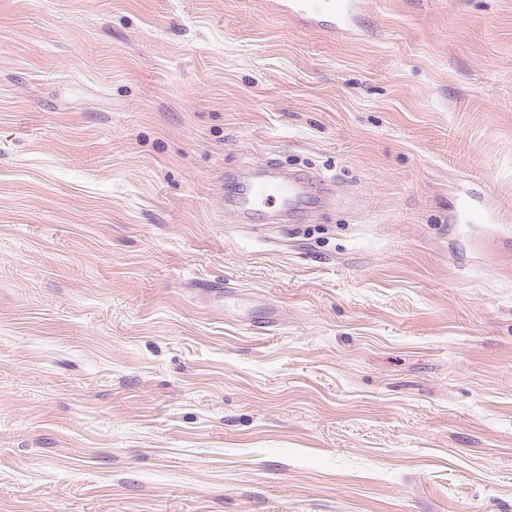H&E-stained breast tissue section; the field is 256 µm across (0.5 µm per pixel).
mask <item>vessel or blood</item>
Instances as JSON below:
<instances>
[{
    "mask_svg": "<svg viewBox=\"0 0 512 512\" xmlns=\"http://www.w3.org/2000/svg\"><path fill=\"white\" fill-rule=\"evenodd\" d=\"M269 4L281 17L310 24L319 21L310 0H269ZM329 10L332 15L329 31H357L360 0H330ZM310 183V176L266 165L247 170L242 176L227 182L224 189L240 214L248 215L271 206L277 217L284 218L306 203Z\"/></svg>",
    "mask_w": 512,
    "mask_h": 512,
    "instance_id": "obj_1",
    "label": "vessel or blood"
}]
</instances>
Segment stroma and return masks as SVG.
I'll list each match as a JSON object with an SVG mask.
<instances>
[{"label":"stroma","instance_id":"35a3bbf8","mask_svg":"<svg viewBox=\"0 0 512 512\" xmlns=\"http://www.w3.org/2000/svg\"><path fill=\"white\" fill-rule=\"evenodd\" d=\"M0 512H512V0H0ZM272 10L281 17L310 24H323L308 0H268ZM328 4L330 13L335 20L326 24L327 30L334 34H336V30L341 33H355L358 30L359 0H332ZM310 183V176L265 165L259 169L249 168L242 176L227 182L224 189L241 215L260 211L273 203L275 216L285 218L306 203Z\"/></svg>","mask_w":512,"mask_h":512}]
</instances>
